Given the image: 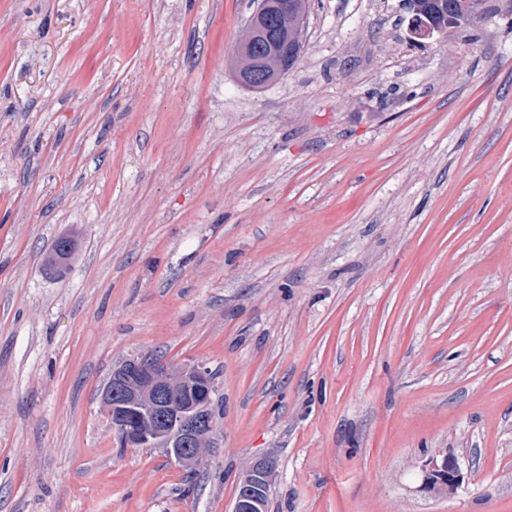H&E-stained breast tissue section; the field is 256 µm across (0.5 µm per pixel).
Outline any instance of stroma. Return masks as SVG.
Returning <instances> with one entry per match:
<instances>
[{
  "label": "stroma",
  "mask_w": 512,
  "mask_h": 512,
  "mask_svg": "<svg viewBox=\"0 0 512 512\" xmlns=\"http://www.w3.org/2000/svg\"><path fill=\"white\" fill-rule=\"evenodd\" d=\"M417 45L310 0L251 90L250 0H0V512H512V0ZM77 233L66 266L45 259ZM146 353L215 375L191 470L99 411ZM454 457V494L421 491ZM235 512H266L263 500L264 487L270 486L271 477L252 465L240 479Z\"/></svg>",
  "instance_id": "obj_1"
}]
</instances>
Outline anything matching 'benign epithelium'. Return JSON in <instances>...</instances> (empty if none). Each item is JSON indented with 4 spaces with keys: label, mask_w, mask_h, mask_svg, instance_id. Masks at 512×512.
Masks as SVG:
<instances>
[{
    "label": "benign epithelium",
    "mask_w": 512,
    "mask_h": 512,
    "mask_svg": "<svg viewBox=\"0 0 512 512\" xmlns=\"http://www.w3.org/2000/svg\"><path fill=\"white\" fill-rule=\"evenodd\" d=\"M307 20L308 12L294 0H254L232 51L237 81L253 89L279 82L297 62L295 51L288 50V37L301 44ZM458 26L444 3L436 4L432 18L416 5L408 23L410 41L449 36ZM208 373L199 364L176 368L163 359L126 360L112 369L101 391L100 412L125 446L161 448L189 468L198 462L214 429L209 412L215 388ZM270 481L269 475L249 467L239 483L235 512H266L263 494ZM462 481L453 457L433 458L424 466L422 489L426 492L452 494Z\"/></svg>",
    "instance_id": "7a95c632"
}]
</instances>
